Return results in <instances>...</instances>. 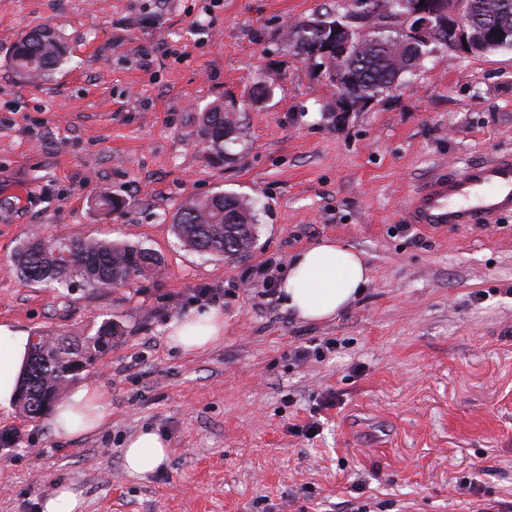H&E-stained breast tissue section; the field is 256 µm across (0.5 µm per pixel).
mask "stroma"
I'll list each match as a JSON object with an SVG mask.
<instances>
[{
	"instance_id": "stroma-1",
	"label": "stroma",
	"mask_w": 512,
	"mask_h": 512,
	"mask_svg": "<svg viewBox=\"0 0 512 512\" xmlns=\"http://www.w3.org/2000/svg\"><path fill=\"white\" fill-rule=\"evenodd\" d=\"M343 0H0V323L25 332L123 333L80 377L100 431L55 440L47 419L0 409V512H42L58 482L82 512H500L512 504V215L487 229L408 223L440 172L512 154V49L445 48L369 103L345 108L287 27ZM57 27L67 63L20 80L14 43ZM234 103L242 136L223 163L200 134ZM115 211L95 208L101 191ZM253 201L256 242L212 260L171 218L192 198ZM143 242L161 277L57 292L8 260L27 237ZM330 238L361 252L364 293L307 323L276 289ZM217 293L224 338L195 353L168 323ZM143 429L171 456L123 467Z\"/></svg>"
}]
</instances>
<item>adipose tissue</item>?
<instances>
[{"label": "adipose tissue", "mask_w": 512, "mask_h": 512, "mask_svg": "<svg viewBox=\"0 0 512 512\" xmlns=\"http://www.w3.org/2000/svg\"><path fill=\"white\" fill-rule=\"evenodd\" d=\"M370 282V270L360 252L333 239H322L300 251L283 278L279 294L285 308L307 322L336 317L361 295ZM224 336V315L204 309L174 319L168 341L183 352L204 350ZM29 336L0 324V408L10 407L27 359ZM102 393L87 384L61 398L54 406L49 427L58 440L98 431L105 420ZM170 448L156 432L145 429L131 437L123 449V466L133 477H145L169 458Z\"/></svg>", "instance_id": "1"}]
</instances>
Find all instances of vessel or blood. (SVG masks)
I'll return each mask as SVG.
<instances>
[{"mask_svg":"<svg viewBox=\"0 0 512 512\" xmlns=\"http://www.w3.org/2000/svg\"><path fill=\"white\" fill-rule=\"evenodd\" d=\"M512 211V155L499 156L453 174H441L409 200L411 224L457 229L495 223Z\"/></svg>","mask_w":512,"mask_h":512,"instance_id":"1","label":"vessel or blood"}]
</instances>
